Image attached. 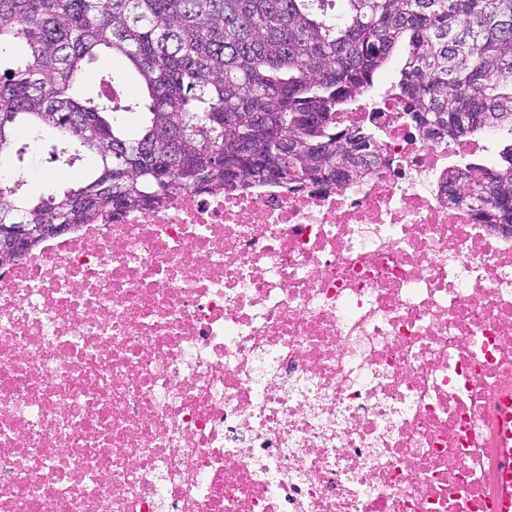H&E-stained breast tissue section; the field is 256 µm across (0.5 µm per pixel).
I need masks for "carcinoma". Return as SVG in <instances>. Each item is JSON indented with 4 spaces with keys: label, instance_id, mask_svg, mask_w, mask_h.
<instances>
[{
    "label": "carcinoma",
    "instance_id": "carcinoma-1",
    "mask_svg": "<svg viewBox=\"0 0 512 512\" xmlns=\"http://www.w3.org/2000/svg\"><path fill=\"white\" fill-rule=\"evenodd\" d=\"M0 0V156L48 146L92 164L46 193L0 180V224H94L154 209L204 176L283 183L343 162L336 115L403 52L399 96L420 128L512 127V0ZM101 48L125 61L139 94L79 96ZM25 124L20 140L14 128ZM69 148L57 149L51 136ZM463 202L486 191L487 224L512 225V144L469 163Z\"/></svg>",
    "mask_w": 512,
    "mask_h": 512
}]
</instances>
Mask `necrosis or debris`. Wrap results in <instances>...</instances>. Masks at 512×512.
I'll use <instances>...</instances> for the list:
<instances>
[{
	"mask_svg": "<svg viewBox=\"0 0 512 512\" xmlns=\"http://www.w3.org/2000/svg\"><path fill=\"white\" fill-rule=\"evenodd\" d=\"M345 185L180 193L0 272V512H494L512 233L368 93Z\"/></svg>",
	"mask_w": 512,
	"mask_h": 512,
	"instance_id": "obj_1",
	"label": "necrosis or debris"
}]
</instances>
